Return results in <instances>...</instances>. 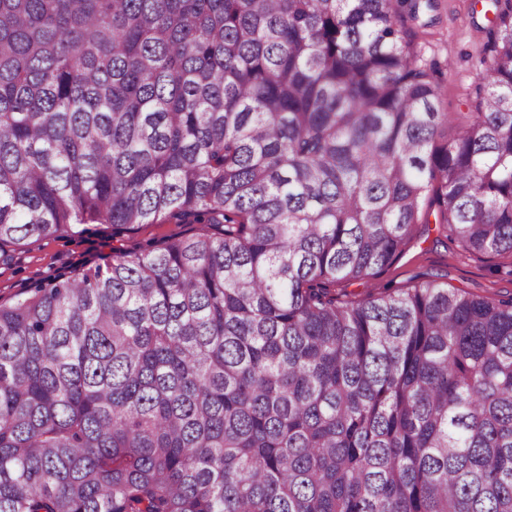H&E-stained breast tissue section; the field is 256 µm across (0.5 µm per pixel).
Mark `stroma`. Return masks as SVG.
I'll return each mask as SVG.
<instances>
[{
    "mask_svg": "<svg viewBox=\"0 0 512 512\" xmlns=\"http://www.w3.org/2000/svg\"><path fill=\"white\" fill-rule=\"evenodd\" d=\"M424 18L429 25L420 30L418 42L424 59L437 67L439 107L444 112L466 111V94L481 68L488 18L479 0H436L435 9ZM202 230L199 224H147L116 235L111 225L92 224L81 233L30 240L0 260V302H13L36 284L104 262L113 250L134 252L176 233ZM495 265V260L462 252L433 228L377 277L353 282L347 290L360 297L374 287L407 288L437 277L477 297H511L512 275L496 271Z\"/></svg>",
    "mask_w": 512,
    "mask_h": 512,
    "instance_id": "35a3bbf8",
    "label": "stroma"
}]
</instances>
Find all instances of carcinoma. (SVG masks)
<instances>
[{
	"label": "carcinoma",
	"instance_id": "carcinoma-1",
	"mask_svg": "<svg viewBox=\"0 0 512 512\" xmlns=\"http://www.w3.org/2000/svg\"><path fill=\"white\" fill-rule=\"evenodd\" d=\"M433 0H0V255L206 224L0 303V512H512V0L448 134ZM510 262L508 258L489 259L464 253L431 224L428 233L377 277L353 282L345 288L361 297L369 288L384 285L407 288L438 276L449 286L463 289L476 297L508 298L512 296V275L507 274L509 268H500V272H495L494 268L497 264L509 265Z\"/></svg>",
	"mask_w": 512,
	"mask_h": 512
}]
</instances>
